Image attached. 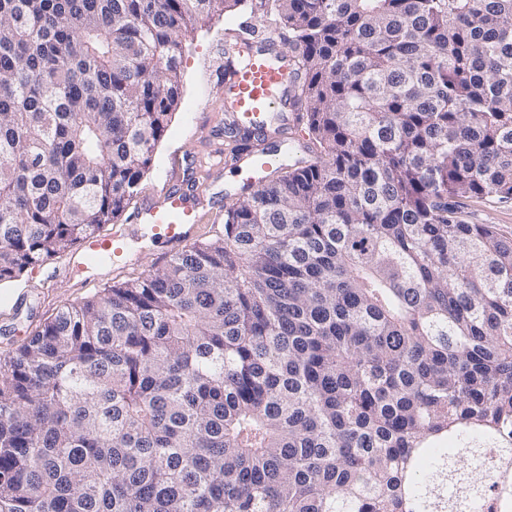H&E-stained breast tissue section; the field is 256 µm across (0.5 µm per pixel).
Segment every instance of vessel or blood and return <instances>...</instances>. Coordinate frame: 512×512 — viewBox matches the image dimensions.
<instances>
[{"instance_id": "obj_1", "label": "vessel or blood", "mask_w": 512, "mask_h": 512, "mask_svg": "<svg viewBox=\"0 0 512 512\" xmlns=\"http://www.w3.org/2000/svg\"><path fill=\"white\" fill-rule=\"evenodd\" d=\"M239 36L251 44L248 62L233 70L224 83L227 132H238L266 125L271 113L276 112L288 97L289 68L287 64L273 63L269 57L272 37L260 30L257 23H243ZM238 166L259 173L277 165V153L244 154L236 159ZM196 169L201 179H208L213 171L224 167V147L216 145L197 155ZM203 188H173L157 199L145 200L137 210L132 223L121 225L115 231L87 237L80 246L84 264L97 268L102 259L120 261L132 253L134 245L146 242L159 244L171 253L184 250L197 237L202 221L218 224L224 218L223 208H207L203 202Z\"/></svg>"}]
</instances>
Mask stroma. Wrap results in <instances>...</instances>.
Returning a JSON list of instances; mask_svg holds the SVG:
<instances>
[{"mask_svg":"<svg viewBox=\"0 0 512 512\" xmlns=\"http://www.w3.org/2000/svg\"><path fill=\"white\" fill-rule=\"evenodd\" d=\"M251 17L249 8L216 9L211 19L187 37L181 57L184 73L182 99L161 139L153 162L139 183L121 223H130L142 198L159 195L172 184H190L181 161L190 151H203L225 142L224 38ZM458 211L468 224H489L512 237V202L465 198ZM164 255L148 250L124 268L101 269L88 279L79 250L48 260L25 272L19 286L0 287V359L12 356L18 346L40 330L62 308L92 297L102 288L139 277L161 265Z\"/></svg>","mask_w":512,"mask_h":512,"instance_id":"obj_1","label":"stroma"}]
</instances>
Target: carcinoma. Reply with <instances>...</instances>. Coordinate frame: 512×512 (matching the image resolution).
<instances>
[{
  "label": "carcinoma",
  "instance_id": "obj_1",
  "mask_svg": "<svg viewBox=\"0 0 512 512\" xmlns=\"http://www.w3.org/2000/svg\"><path fill=\"white\" fill-rule=\"evenodd\" d=\"M247 0H0V285L115 223ZM309 143L0 364V512H469L512 468V0H260ZM458 205L466 224H490L501 234L512 237V202L463 198Z\"/></svg>",
  "mask_w": 512,
  "mask_h": 512
}]
</instances>
